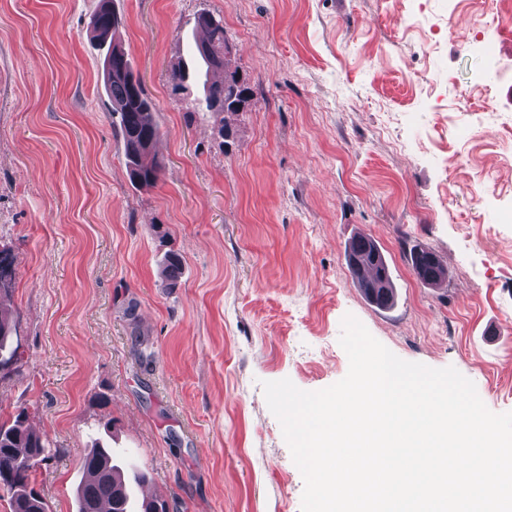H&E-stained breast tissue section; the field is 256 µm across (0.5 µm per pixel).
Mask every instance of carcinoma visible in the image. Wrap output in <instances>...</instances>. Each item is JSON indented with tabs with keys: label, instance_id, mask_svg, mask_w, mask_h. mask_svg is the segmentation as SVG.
<instances>
[{
	"label": "carcinoma",
	"instance_id": "carcinoma-1",
	"mask_svg": "<svg viewBox=\"0 0 512 512\" xmlns=\"http://www.w3.org/2000/svg\"><path fill=\"white\" fill-rule=\"evenodd\" d=\"M122 24V17L115 9L106 12L97 9L89 19L88 28L97 46H108L103 62L104 85L112 103V124L119 129L130 180L142 188H150L161 179L162 163L152 150L139 152L134 144L143 137L156 142L160 130L152 120V99L143 86L132 87L126 80V76L133 75L128 55L112 43ZM195 27L204 32L205 38L195 44L193 62L183 61L172 68L169 80L187 78L202 85L203 96L196 107L218 118L231 111L229 99L224 97V85L234 81L237 71L228 69L226 56L219 66L211 58V54L224 47L222 21L209 12H201L195 18ZM376 249L378 246L372 238L360 234L350 241L347 254L359 255L360 261L375 275L380 268L388 270L383 255H378L379 263L373 262ZM182 267L178 254L171 252L165 256L167 287L176 286ZM10 336L9 319L0 314V355L5 352L16 355L10 348ZM50 451L47 440L25 425L23 414H18L9 425L0 424V469H8L15 475V483L7 489L11 512H47L45 500L36 499L34 484L40 463L36 456ZM81 466L84 479L77 487L78 512H101L104 505L108 506V512H131L127 507L131 489L124 483L109 449L100 445L90 449L82 457Z\"/></svg>",
	"mask_w": 512,
	"mask_h": 512
}]
</instances>
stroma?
<instances>
[{"label": "stroma", "mask_w": 512, "mask_h": 512, "mask_svg": "<svg viewBox=\"0 0 512 512\" xmlns=\"http://www.w3.org/2000/svg\"><path fill=\"white\" fill-rule=\"evenodd\" d=\"M97 3L0 0V248L19 256L0 292L18 347L0 422L23 409L46 435L49 512H77L99 441L169 512H301L262 384L341 380L349 313L512 412V18L498 34L497 0H112L162 133L151 189L112 126ZM203 11L253 92L225 136L168 84ZM478 22L497 67L470 46ZM361 233L388 263L391 309L347 265ZM415 247L450 259L443 284L418 281Z\"/></svg>", "instance_id": "1"}]
</instances>
